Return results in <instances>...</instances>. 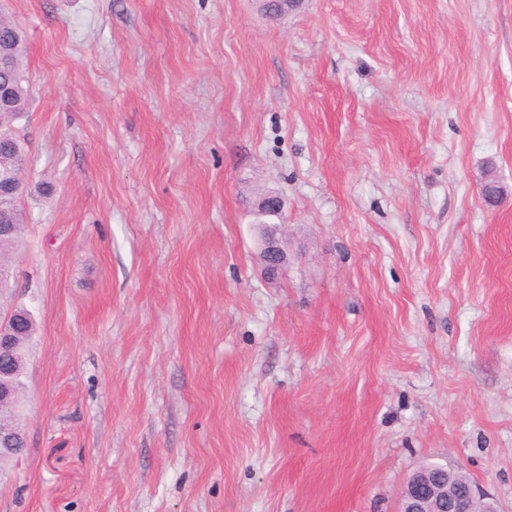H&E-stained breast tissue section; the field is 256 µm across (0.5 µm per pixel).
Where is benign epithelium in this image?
Returning <instances> with one entry per match:
<instances>
[{
    "instance_id": "1",
    "label": "benign epithelium",
    "mask_w": 512,
    "mask_h": 512,
    "mask_svg": "<svg viewBox=\"0 0 512 512\" xmlns=\"http://www.w3.org/2000/svg\"><path fill=\"white\" fill-rule=\"evenodd\" d=\"M22 179L12 172H0V202L16 198L23 193ZM284 201L276 193H269L259 199L251 209L252 217L260 232L262 248L260 260L264 274L269 277L279 276L288 268V253L279 234V224L273 219L282 216ZM25 312L12 310L0 316V400L17 399L18 390L14 384L7 382L14 373L13 349L20 333L18 329L27 324ZM16 433L9 425L0 423V455L11 451L19 455L26 443L8 449ZM454 471L448 466L434 463L425 469L414 471L406 482L400 500L398 512H496L493 505L486 501L477 488L470 482L456 485Z\"/></svg>"
}]
</instances>
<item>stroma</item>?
<instances>
[{
	"mask_svg": "<svg viewBox=\"0 0 512 512\" xmlns=\"http://www.w3.org/2000/svg\"><path fill=\"white\" fill-rule=\"evenodd\" d=\"M7 12L36 332L0 512H396L427 462L512 512V0ZM19 32L15 35L14 32ZM26 39L20 27L8 16L0 15V57L6 58L0 66V84L9 83L15 91L13 112H28L29 86L27 77ZM0 87V108L10 105L13 88ZM284 201L276 193H269L259 199L251 209V215L257 222L262 248L260 260L264 274L269 277L282 275L288 268V253L279 234V225L273 218H281ZM267 221V222H266Z\"/></svg>",
	"mask_w": 512,
	"mask_h": 512,
	"instance_id": "stroma-1",
	"label": "stroma"
}]
</instances>
